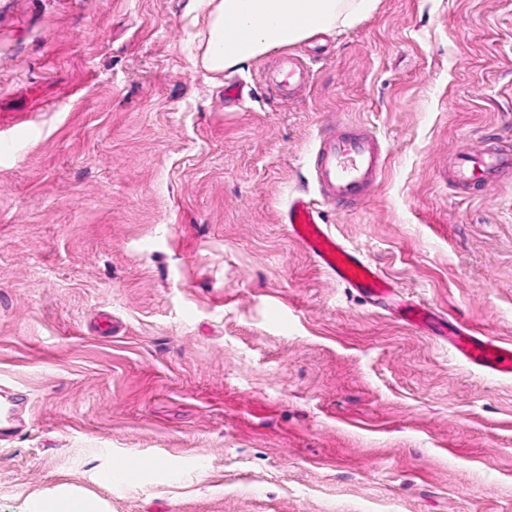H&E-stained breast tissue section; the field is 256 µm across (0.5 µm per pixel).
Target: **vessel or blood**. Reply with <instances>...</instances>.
I'll list each match as a JSON object with an SVG mask.
<instances>
[{
	"mask_svg": "<svg viewBox=\"0 0 512 512\" xmlns=\"http://www.w3.org/2000/svg\"><path fill=\"white\" fill-rule=\"evenodd\" d=\"M305 77L301 60L292 54L280 59L278 72L266 80L271 93L285 95L292 80ZM384 151L366 128L320 130L311 153L313 178L321 197L313 202L304 195L289 199L283 212L288 232L315 262L336 281L353 288L378 307L422 331L432 330L459 360L497 378H512V343L475 331L470 326L416 301L398 297L392 283L362 251L334 237L325 220L324 207L336 209L362 200L380 181ZM512 158L500 152L475 156L460 153L453 169L456 185L469 187L495 182Z\"/></svg>",
	"mask_w": 512,
	"mask_h": 512,
	"instance_id": "b4317fda",
	"label": "vessel or blood"
}]
</instances>
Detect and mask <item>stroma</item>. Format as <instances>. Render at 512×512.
<instances>
[{"label": "stroma", "mask_w": 512, "mask_h": 512, "mask_svg": "<svg viewBox=\"0 0 512 512\" xmlns=\"http://www.w3.org/2000/svg\"><path fill=\"white\" fill-rule=\"evenodd\" d=\"M190 0H0V512H512V378L320 269L282 222L321 127L379 185L333 235L405 296L512 342V0H376L215 76ZM242 87L239 101L224 86ZM145 466L104 485L116 460ZM304 78L305 69L301 60L293 54L285 53L280 59L277 75L266 78L265 82L274 96H283L291 87V80L301 81ZM507 153L484 156L461 152L453 169L452 180L457 186L486 185L495 182L504 169L510 168ZM100 501L88 495L59 492L33 504L31 512H103Z\"/></svg>", "instance_id": "1"}]
</instances>
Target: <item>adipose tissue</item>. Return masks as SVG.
Listing matches in <instances>:
<instances>
[{
	"label": "adipose tissue",
	"mask_w": 512,
	"mask_h": 512,
	"mask_svg": "<svg viewBox=\"0 0 512 512\" xmlns=\"http://www.w3.org/2000/svg\"><path fill=\"white\" fill-rule=\"evenodd\" d=\"M206 30L201 62L221 74L315 32L353 25L373 0H191Z\"/></svg>",
	"instance_id": "ef3b65f1"
}]
</instances>
